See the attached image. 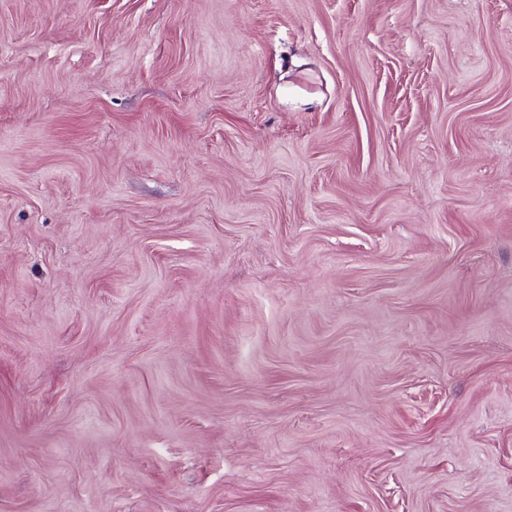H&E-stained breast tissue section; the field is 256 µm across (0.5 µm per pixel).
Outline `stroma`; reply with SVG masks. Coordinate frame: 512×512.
Wrapping results in <instances>:
<instances>
[{
	"mask_svg": "<svg viewBox=\"0 0 512 512\" xmlns=\"http://www.w3.org/2000/svg\"><path fill=\"white\" fill-rule=\"evenodd\" d=\"M0 512H512V0H0Z\"/></svg>",
	"mask_w": 512,
	"mask_h": 512,
	"instance_id": "obj_1",
	"label": "stroma"
}]
</instances>
